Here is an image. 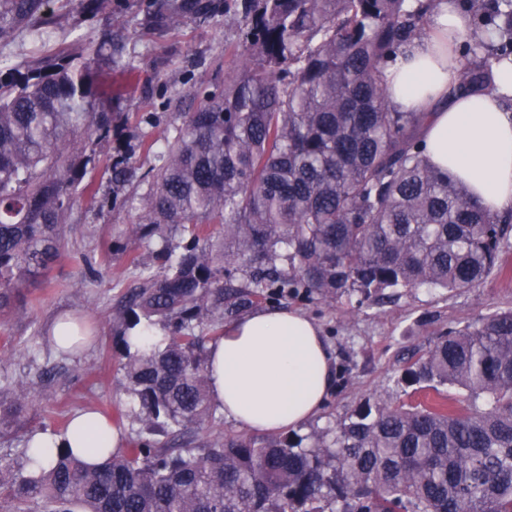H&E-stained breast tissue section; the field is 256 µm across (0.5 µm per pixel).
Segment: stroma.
Returning <instances> with one entry per match:
<instances>
[{"label": "stroma", "mask_w": 512, "mask_h": 512, "mask_svg": "<svg viewBox=\"0 0 512 512\" xmlns=\"http://www.w3.org/2000/svg\"><path fill=\"white\" fill-rule=\"evenodd\" d=\"M53 7L58 19L48 38L19 33L0 49L24 72L44 57L72 53L90 41L104 44L101 66L111 71L113 83L122 81L124 65L136 66L139 74L133 91L113 96L114 113L155 112L173 119L196 106L197 88L220 91L232 73L227 48L238 39L235 17L187 15L158 31L144 0H110L108 8L92 16L81 12L77 0H55ZM128 223L125 210L108 204L79 210L61 233L68 251L91 258L95 277H86L81 264L55 263L45 277L29 284L32 305L0 316V400L9 399L14 384L23 382L34 426L58 433L75 411L93 408L106 412L127 437L140 429L128 415L112 321L138 272L126 254L105 252L108 245L124 242ZM502 261L503 273L470 290L417 288L389 301H364L358 309L345 296L332 303L289 300V309L319 325L334 357V389L312 426L336 422L379 396L397 406L424 401V393L414 388L395 387L394 376L449 330L475 323L495 309L512 308V250ZM61 315L96 330L89 349L78 355L55 350L51 327Z\"/></svg>", "instance_id": "35a3bbf8"}]
</instances>
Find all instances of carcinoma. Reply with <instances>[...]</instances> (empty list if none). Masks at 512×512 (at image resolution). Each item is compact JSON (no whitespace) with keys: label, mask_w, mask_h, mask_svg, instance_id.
I'll use <instances>...</instances> for the list:
<instances>
[{"label":"carcinoma","mask_w":512,"mask_h":512,"mask_svg":"<svg viewBox=\"0 0 512 512\" xmlns=\"http://www.w3.org/2000/svg\"><path fill=\"white\" fill-rule=\"evenodd\" d=\"M472 28L451 93L486 90L512 61V0H462ZM51 0H0V39L47 36ZM436 0H224L238 17L234 75L192 112L153 117L136 151L114 144L112 83L102 47L84 44L25 73L0 59V314L28 304L29 281L66 255L61 225L100 203L132 211L127 240L154 249L156 267L113 318L130 413L142 429L101 465L57 451L28 472L0 460V493L46 512H512V310H495L436 342L396 384L436 398L366 402L301 436L226 435L196 446L213 419L209 333L261 301L300 295L393 297L409 288H474L512 247V212L471 199L428 164L426 116L398 112L385 69L430 34ZM160 23L209 15L214 0H149ZM182 236L180 248L169 234ZM160 346L133 348L152 326ZM465 393L449 405L443 389ZM24 383L0 434L31 436Z\"/></svg>","instance_id":"obj_1"}]
</instances>
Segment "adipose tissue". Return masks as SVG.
I'll return each instance as SVG.
<instances>
[{"instance_id":"1","label":"adipose tissue","mask_w":512,"mask_h":512,"mask_svg":"<svg viewBox=\"0 0 512 512\" xmlns=\"http://www.w3.org/2000/svg\"><path fill=\"white\" fill-rule=\"evenodd\" d=\"M467 12L439 0L431 34L398 54L385 70L391 105L424 112L427 161L450 172L469 197L494 212L512 210V62L496 70L490 89L450 93L460 73L456 46ZM211 399L225 417L254 431L298 429L319 414L334 382V361L320 328L294 310H259L234 322L207 345ZM87 463L124 447V433L90 411L75 414L64 434L39 432L27 464L47 465L61 445Z\"/></svg>"}]
</instances>
